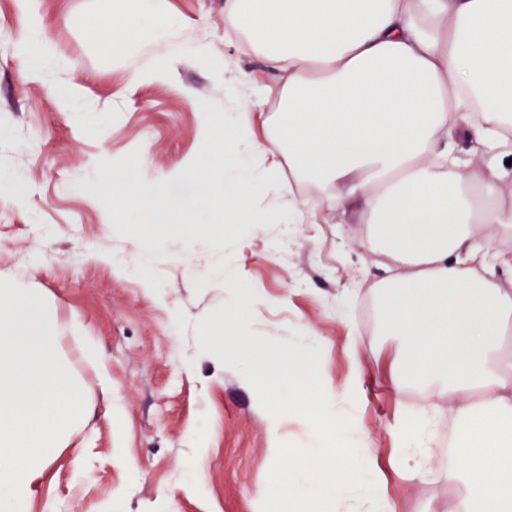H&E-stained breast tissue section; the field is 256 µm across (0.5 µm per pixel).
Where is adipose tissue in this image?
Masks as SVG:
<instances>
[{
	"label": "adipose tissue",
	"instance_id": "ef3b65f1",
	"mask_svg": "<svg viewBox=\"0 0 512 512\" xmlns=\"http://www.w3.org/2000/svg\"><path fill=\"white\" fill-rule=\"evenodd\" d=\"M224 12L283 82L228 71L233 115L202 107V150L169 176L211 194L186 233L293 219V197L264 214L248 205L276 188L279 156L322 189V205L371 224V243L412 268L379 292L382 328L400 346L391 387L421 383L468 424L453 512H512V361L501 354L512 292L482 276L472 230L512 232L500 196L512 178L500 161L512 150V0H227ZM169 24L163 0H114L99 51L121 57ZM269 104L273 132L260 140L252 115ZM458 129L489 155L475 189L450 152ZM153 188L135 161L100 177L97 193L118 214Z\"/></svg>",
	"mask_w": 512,
	"mask_h": 512
}]
</instances>
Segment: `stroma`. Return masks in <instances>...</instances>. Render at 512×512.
I'll list each match as a JSON object with an SVG mask.
<instances>
[{"label":"stroma","mask_w":512,"mask_h":512,"mask_svg":"<svg viewBox=\"0 0 512 512\" xmlns=\"http://www.w3.org/2000/svg\"><path fill=\"white\" fill-rule=\"evenodd\" d=\"M166 8L168 33L115 62L96 46L110 0H0V176L29 186L22 198L0 196V277L51 299L89 407L49 467L34 512H260L256 491L273 448L311 443L312 432L294 415L272 429L243 376L199 350L197 323L231 302L224 277L234 272L258 291L252 332L321 349L331 389L362 371L346 410L362 457L377 465L378 497L395 512H450L443 434L446 424L464 426L450 401L434 410L424 477L392 465L403 445L399 423L423 406L410 402L419 386L397 393L388 383L397 346L380 333L378 287L407 268L365 249L371 225L319 207L298 224L184 235L196 189L162 181L198 150L199 103L223 109L224 66L271 86L279 75L225 20L224 0H166ZM32 17L60 63L38 80L20 52ZM197 44L208 46L207 56L192 53ZM167 62L168 77L134 83L135 73ZM63 81L96 109L97 132L60 107L55 89ZM139 155L159 182L155 208L172 211L168 224L150 227L160 247L146 281L134 268L135 241L116 230L96 193L103 167ZM89 342L98 351L90 362L75 353Z\"/></svg>","instance_id":"1"}]
</instances>
